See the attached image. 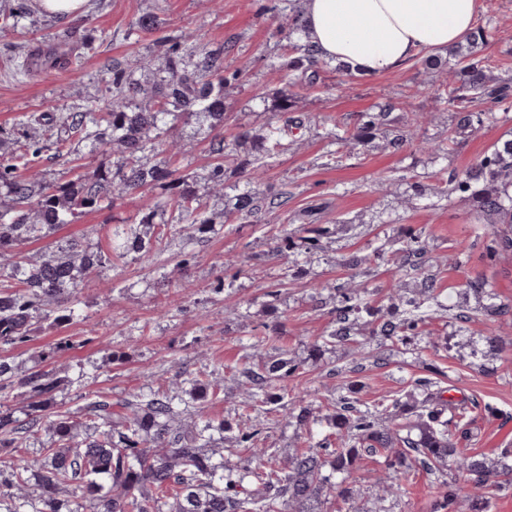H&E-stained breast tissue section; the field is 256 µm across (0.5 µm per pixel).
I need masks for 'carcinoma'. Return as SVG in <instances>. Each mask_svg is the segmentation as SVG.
Wrapping results in <instances>:
<instances>
[{"instance_id":"1","label":"carcinoma","mask_w":512,"mask_h":512,"mask_svg":"<svg viewBox=\"0 0 512 512\" xmlns=\"http://www.w3.org/2000/svg\"><path fill=\"white\" fill-rule=\"evenodd\" d=\"M301 2L273 0L269 8L287 40L285 61L269 68L277 74L286 72L288 85L272 94L255 95L272 113L263 133L238 126L229 138L219 133L211 139L214 162L207 179L214 189H224V176L232 167L249 170L254 179L260 177L266 166L294 145L285 139L288 131L307 128L309 119L297 114L298 96L324 81L330 63L303 41ZM31 12L27 0H17L0 14V30L18 29ZM157 28V14L146 13L136 19L128 36ZM497 31L490 17L450 50L456 64L449 69L448 82L437 88L435 103L436 108L456 114L461 133L476 132L496 122L498 113L512 111V81L490 79L481 55ZM165 46L158 58L113 64L111 96L104 107L33 115L18 130L15 148L0 155V255L15 256L11 264L0 265V347L27 342L46 321L55 325L70 321L74 310L68 302L88 273L125 258L129 251L154 261L163 251V240L181 231V224L203 236L217 222L248 223L288 205L283 185L264 193L243 189L219 221L202 206L194 176L181 170L176 155L153 162L173 145L181 125L195 121L224 128L226 92L243 78V69L226 64L230 45L200 48L191 33L183 32L165 39ZM396 111L402 130L390 138V116ZM421 123L419 113L403 111V102L395 98L376 112H360L355 120L334 125L325 138L334 146L330 156L338 163L380 138L400 151L414 142ZM83 144L108 158L92 175L47 182L33 172L43 152L53 149L59 156L70 155ZM457 145V135L450 133L437 144L423 139L417 149L446 155ZM433 178V194L457 197L469 203L477 218L508 225L506 231L490 233L485 246L488 260L512 251V138L494 144L465 171H440ZM392 182L406 184L415 196L425 190L416 174L385 180ZM152 184L163 186L165 193L142 195L126 229L127 250L110 245L93 250L80 240L68 239L36 258L22 253L26 243L111 205L114 194L138 193ZM142 225L159 226L154 239L140 237L137 227ZM332 234L327 224H300L284 232L277 249L311 256L326 248ZM426 256L422 232L406 226L388 246L342 257V264L353 271L392 264L395 303L383 308L351 275L334 295L336 328L310 345V358L355 336L362 337L361 345L374 337L405 347L414 344L423 335V326L447 309L433 279L422 274ZM465 292L475 296L477 305L456 314L458 322H493L509 313V306L493 302L496 295L480 280L470 282ZM500 342L493 329L473 354L490 357ZM303 367L304 361L281 353L258 363L247 360L238 374L257 402L271 405L267 409L271 413L284 399V383ZM427 370L430 376L414 380L409 390L374 404L359 397L361 385H349L336 396L327 418L329 433L323 438L301 436V444L279 462H256L250 457L230 465L215 459L213 432L229 431L231 425L222 420H209L200 428L183 423L189 405L178 408L175 398L162 389L132 391L115 399L97 395L74 412L60 411L49 423L52 447L30 454L22 448L24 435L54 408L64 378L40 369L21 378L28 405L20 419L9 408L15 368L0 360V512H25L27 506L32 512H322L321 505L331 496L352 505L357 495L352 476L364 456L381 458L389 476L419 466L443 477L434 512H460L462 506L468 512H490L495 498L512 492V449L504 448L492 458L458 448L463 431L453 413L455 404L434 380L439 369L429 364ZM221 391L217 380H196L191 392L194 411H201ZM286 416L300 430L319 422L314 406L301 399ZM237 431L238 446L257 447L260 429L240 422ZM448 467L455 472L450 480L445 478ZM460 479L470 487L465 496Z\"/></svg>"}]
</instances>
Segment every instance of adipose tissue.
Instances as JSON below:
<instances>
[{"label":"adipose tissue","mask_w":512,"mask_h":512,"mask_svg":"<svg viewBox=\"0 0 512 512\" xmlns=\"http://www.w3.org/2000/svg\"><path fill=\"white\" fill-rule=\"evenodd\" d=\"M479 0H304V39L323 59L376 77L472 31Z\"/></svg>","instance_id":"ef3b65f1"}]
</instances>
